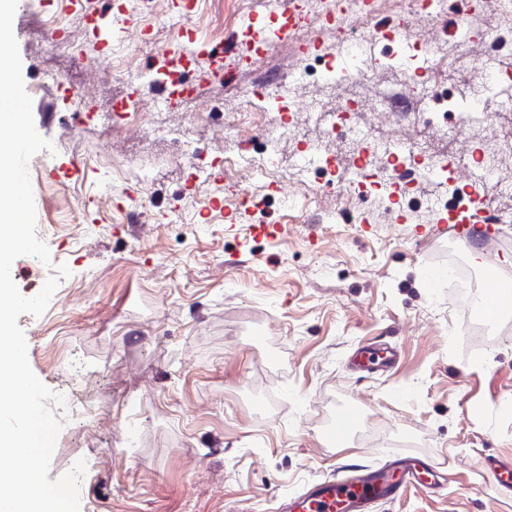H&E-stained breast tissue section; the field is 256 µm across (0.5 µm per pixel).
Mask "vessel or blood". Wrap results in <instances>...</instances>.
Returning <instances> with one entry per match:
<instances>
[{
    "instance_id": "1",
    "label": "vessel or blood",
    "mask_w": 512,
    "mask_h": 512,
    "mask_svg": "<svg viewBox=\"0 0 512 512\" xmlns=\"http://www.w3.org/2000/svg\"><path fill=\"white\" fill-rule=\"evenodd\" d=\"M245 40L226 45L223 50H208L207 70L196 72V81L222 77L230 66L259 67L268 55V43L259 31L247 27ZM453 234L461 242L495 241L499 235V221L484 200L471 202L464 208L445 209L431 228L420 230L421 241L428 242L444 234ZM488 315L512 313V290L503 288L498 279H489L483 294ZM400 354L392 347L366 346L353 357V365L363 372L382 368H396ZM359 413L354 407L345 408L326 432L329 445L340 443L354 428ZM486 468L496 485L503 491H512V459L496 458L486 462ZM439 464L422 456H406L399 449L385 448L376 464L357 470L350 477L332 475L311 483L299 494L282 497L280 512H370L380 502H390L415 488L433 492L439 487Z\"/></svg>"
}]
</instances>
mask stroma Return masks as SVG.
I'll list each match as a JSON object with an SVG mask.
<instances>
[{
  "label": "stroma",
  "mask_w": 512,
  "mask_h": 512,
  "mask_svg": "<svg viewBox=\"0 0 512 512\" xmlns=\"http://www.w3.org/2000/svg\"><path fill=\"white\" fill-rule=\"evenodd\" d=\"M460 2L448 0L446 20L464 21L472 37L466 59L448 65L443 85L455 92L489 82L480 64L486 19L462 14ZM121 3L116 16L104 0H30L13 21L35 127L54 146L29 162L36 234L51 262L17 258L24 276L16 284L31 297L54 267L71 271L46 312L23 314L18 324L30 366L50 390L69 386L106 406L88 424L55 409L62 428L50 479L85 461L80 512H276L280 497L340 467L406 448L447 463L448 479L441 493L410 491L374 512H512V497H500L481 469L484 460L512 457V319L489 347L472 348L449 280L436 288L423 273L451 253L494 267L512 287V195L495 199V213L509 222L492 250L416 241V228L434 222L420 200L445 194L428 175L395 207L376 192L357 200L366 224L353 223L338 194L294 209L255 182L249 190L269 202L252 213L226 191L221 169L238 154L223 118L246 106L254 84L286 72L285 102L316 100L333 113L352 95L400 87L407 64L369 42L362 63L375 87L356 86L352 71L322 81L296 65V43L277 39L263 71L209 80L195 99L164 107L154 78L136 91L113 75L128 32L146 31L165 49L181 45L185 28L202 42L216 31H245L255 15L279 20L277 0H251L242 14L226 0H196L177 28L167 21L178 12L174 0L164 16L144 0ZM60 31L78 41L76 56L60 55ZM50 69L58 83L46 82ZM81 82L93 111L87 120L73 119L64 100ZM133 93L148 127L135 138L112 129L116 105ZM204 105L221 117L193 132V152L213 173L199 190L188 161L153 129L187 126L188 112ZM267 121L294 127L275 147L281 177L294 179L300 142L321 140L324 126L285 110ZM54 160L67 174L44 178ZM143 177L146 197L137 192ZM377 340L399 348L397 368L353 372L349 355ZM347 405L372 422L373 434L326 446L322 421Z\"/></svg>",
  "instance_id": "obj_1"
}]
</instances>
